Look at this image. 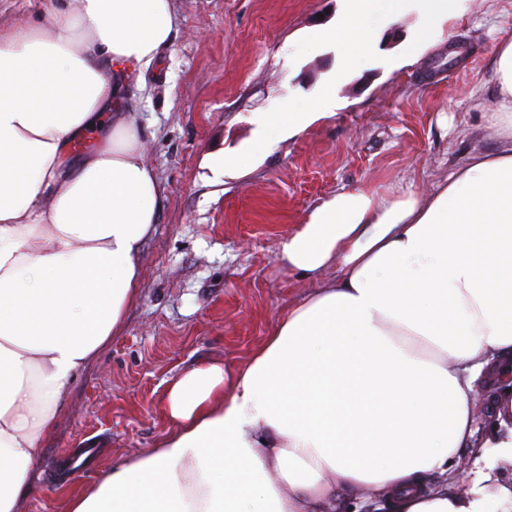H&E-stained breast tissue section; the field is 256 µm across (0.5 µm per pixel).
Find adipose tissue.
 Wrapping results in <instances>:
<instances>
[{
  "label": "adipose tissue",
  "mask_w": 512,
  "mask_h": 512,
  "mask_svg": "<svg viewBox=\"0 0 512 512\" xmlns=\"http://www.w3.org/2000/svg\"><path fill=\"white\" fill-rule=\"evenodd\" d=\"M450 0H345L313 46L339 70L311 112H267L270 139L331 108L338 80L372 49L373 17L420 19L416 58ZM172 0H53L0 27V512H19L79 373L139 295L143 240L162 189L143 160L121 79L171 46ZM488 121L504 145L469 155L432 193L343 188L281 243L311 279L340 271L282 315L234 370L174 377L167 434L69 496L66 512H323L376 494L391 512H486L448 491L476 444L482 377L512 376V40L492 59ZM491 446L512 459V389L490 400Z\"/></svg>",
  "instance_id": "ef3b65f1"
}]
</instances>
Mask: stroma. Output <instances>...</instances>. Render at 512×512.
<instances>
[{"mask_svg":"<svg viewBox=\"0 0 512 512\" xmlns=\"http://www.w3.org/2000/svg\"><path fill=\"white\" fill-rule=\"evenodd\" d=\"M161 66L128 79L145 158L163 186L142 246L139 297L120 332L79 374L35 467L24 512H65V492L153 448L167 430L168 381L214 359L245 363L289 305L319 281L288 270L280 243L344 187L429 194L470 154L497 148L488 123L497 41L512 0H463L418 62L391 68L415 14L379 28L331 116L270 141L257 165L216 176V155L247 150L262 112L312 101L337 72L334 48L306 34L334 25L343 0H173ZM452 44L470 47L454 59Z\"/></svg>","mask_w":512,"mask_h":512,"instance_id":"obj_1","label":"stroma"}]
</instances>
